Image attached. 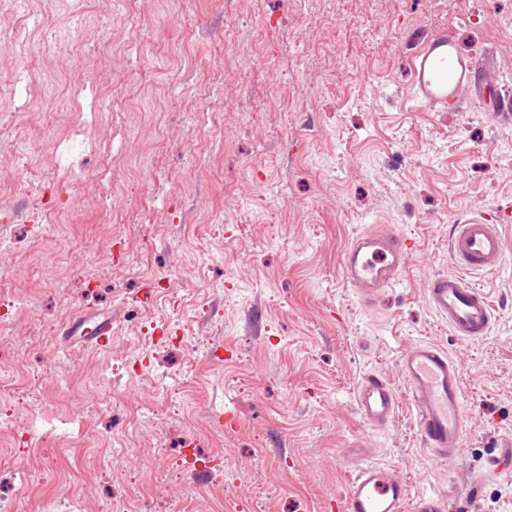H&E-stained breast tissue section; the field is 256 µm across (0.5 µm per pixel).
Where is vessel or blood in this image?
<instances>
[{
	"label": "vessel or blood",
	"instance_id": "b4317fda",
	"mask_svg": "<svg viewBox=\"0 0 512 512\" xmlns=\"http://www.w3.org/2000/svg\"><path fill=\"white\" fill-rule=\"evenodd\" d=\"M411 88L415 100L431 112L458 111L472 100L491 120L512 114V93L498 82L491 52L476 55L463 50L454 31L443 28L425 35L410 57ZM448 251L457 270L435 275L427 284L425 301L447 321L454 336L475 341L491 330L494 312L487 293L470 277L499 267L505 259V239L498 225L468 221L454 225ZM343 278L356 288L364 307H374L381 293L400 280L410 262V247L400 233H361L341 255ZM66 336L108 344L111 317L77 315L65 329ZM399 372L416 410L418 434L437 457L458 456L463 448L465 417L461 374L442 347L419 343L399 359ZM356 408L362 421L380 430L392 421L400 402L392 383L371 374L358 385ZM499 458H491L472 481V492L460 504L471 512L482 482L494 478ZM341 512H449L446 498L421 495L410 498L400 471L372 464L359 466L340 502Z\"/></svg>",
	"mask_w": 512,
	"mask_h": 512
}]
</instances>
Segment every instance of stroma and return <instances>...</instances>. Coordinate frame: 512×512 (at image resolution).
<instances>
[{
  "instance_id": "1",
  "label": "stroma",
  "mask_w": 512,
  "mask_h": 512,
  "mask_svg": "<svg viewBox=\"0 0 512 512\" xmlns=\"http://www.w3.org/2000/svg\"><path fill=\"white\" fill-rule=\"evenodd\" d=\"M453 28L512 91V0H0V492L16 512H338L364 463L464 500L512 441V222L475 276L491 333L426 304L452 225L512 213V119L410 92L417 41ZM123 223L111 220L112 214ZM396 229L410 263L364 308L340 259ZM81 313L110 344L69 341ZM463 378L464 447L433 456L399 359ZM400 407L361 420L367 374ZM232 425H224V414ZM223 459V471L211 466ZM113 333L112 318L105 315L79 314L64 329V334L70 339L94 340L103 345L112 341ZM356 408L362 421L373 430H381L392 421L400 402L392 383L383 376L371 374L358 385Z\"/></svg>"
}]
</instances>
